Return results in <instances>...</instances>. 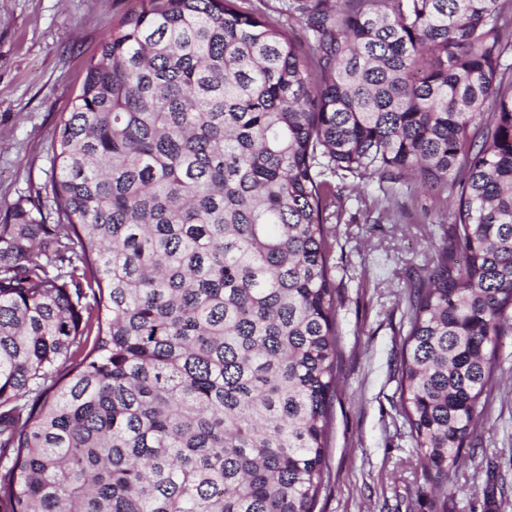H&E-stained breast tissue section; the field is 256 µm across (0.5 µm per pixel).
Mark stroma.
Listing matches in <instances>:
<instances>
[{
	"label": "stroma",
	"mask_w": 512,
	"mask_h": 512,
	"mask_svg": "<svg viewBox=\"0 0 512 512\" xmlns=\"http://www.w3.org/2000/svg\"><path fill=\"white\" fill-rule=\"evenodd\" d=\"M132 0H0V217L52 175L50 144L90 60ZM338 391L327 487L318 512H438L399 403L397 365L409 328L411 279L453 221L445 191L408 180L385 199L376 180L336 190ZM496 380L451 476L449 512H512V335Z\"/></svg>",
	"instance_id": "35a3bbf8"
}]
</instances>
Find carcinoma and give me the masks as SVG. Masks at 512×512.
<instances>
[{
  "label": "carcinoma",
  "instance_id": "carcinoma-1",
  "mask_svg": "<svg viewBox=\"0 0 512 512\" xmlns=\"http://www.w3.org/2000/svg\"><path fill=\"white\" fill-rule=\"evenodd\" d=\"M136 0L0 219V512H316L336 181L454 202L398 391L441 512L512 333L509 0ZM50 202L43 211L41 195ZM284 0H252L242 1L239 5L246 9H258L264 13L270 21L291 27V33L301 45L306 54L312 53L313 43L305 30L296 22L295 19H289L284 14ZM289 25V26H288Z\"/></svg>",
  "mask_w": 512,
  "mask_h": 512
}]
</instances>
